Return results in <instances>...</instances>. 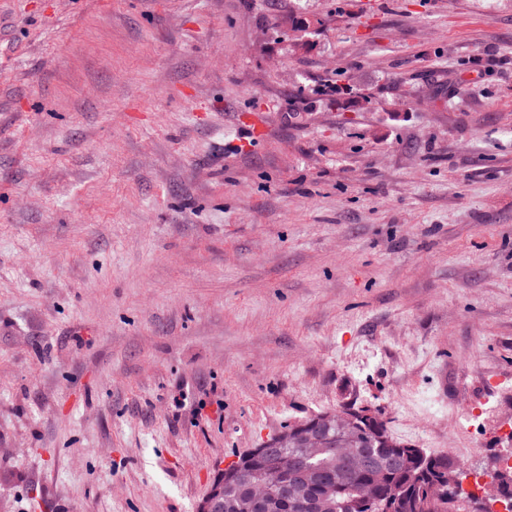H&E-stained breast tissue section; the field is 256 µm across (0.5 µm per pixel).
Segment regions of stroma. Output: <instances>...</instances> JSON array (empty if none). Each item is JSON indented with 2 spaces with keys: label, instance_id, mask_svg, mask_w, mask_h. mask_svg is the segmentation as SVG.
<instances>
[{
  "label": "stroma",
  "instance_id": "1",
  "mask_svg": "<svg viewBox=\"0 0 512 512\" xmlns=\"http://www.w3.org/2000/svg\"><path fill=\"white\" fill-rule=\"evenodd\" d=\"M351 403L512 450V0H0V512Z\"/></svg>",
  "mask_w": 512,
  "mask_h": 512
}]
</instances>
